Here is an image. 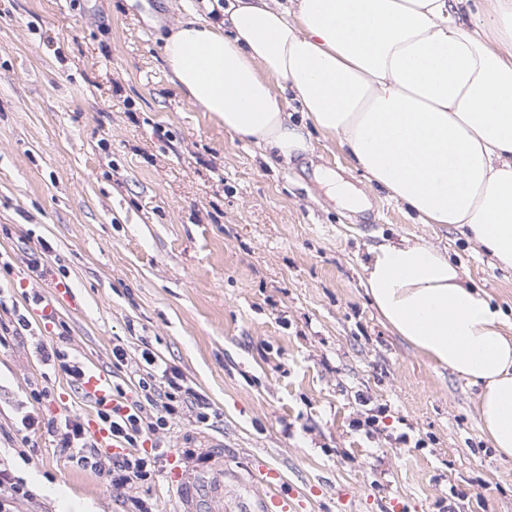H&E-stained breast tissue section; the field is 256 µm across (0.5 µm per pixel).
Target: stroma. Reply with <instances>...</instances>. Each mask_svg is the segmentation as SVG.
<instances>
[{
	"mask_svg": "<svg viewBox=\"0 0 512 512\" xmlns=\"http://www.w3.org/2000/svg\"><path fill=\"white\" fill-rule=\"evenodd\" d=\"M217 22L209 0H0V285L16 302L66 284L48 324L0 338V463L31 498L13 512H182L169 462L125 488L79 469L48 419L88 418L37 343L125 386L143 348L210 404L161 433L195 467L224 443V506L252 504L248 470L280 466L296 512H512V459L482 436L475 389L383 322L360 283L371 246L404 240L450 259L512 318V269L451 224H419L350 168L335 137L270 167L191 103L163 38L182 19ZM332 169L367 210L329 200ZM126 352L115 366L114 346ZM380 410L378 430L355 427ZM41 422L29 431L26 414Z\"/></svg>",
	"mask_w": 512,
	"mask_h": 512,
	"instance_id": "obj_1",
	"label": "stroma"
}]
</instances>
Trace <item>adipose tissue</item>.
<instances>
[{"label": "adipose tissue", "mask_w": 512, "mask_h": 512, "mask_svg": "<svg viewBox=\"0 0 512 512\" xmlns=\"http://www.w3.org/2000/svg\"><path fill=\"white\" fill-rule=\"evenodd\" d=\"M228 0L222 25L164 40L178 87L266 161L337 137L370 187L452 224L512 268V0ZM298 103L302 118L287 109ZM363 286L385 324L477 386L478 426L512 458V322L437 247H370Z\"/></svg>", "instance_id": "ef3b65f1"}]
</instances>
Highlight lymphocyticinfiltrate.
I'll list each match as a JSON object with an SVG mask.
<instances>
[{"instance_id":"obj_1","label":"lymphocytic infiltrate","mask_w":512,"mask_h":512,"mask_svg":"<svg viewBox=\"0 0 512 512\" xmlns=\"http://www.w3.org/2000/svg\"><path fill=\"white\" fill-rule=\"evenodd\" d=\"M165 387H157L153 373L140 374L133 383V396L118 394V406L112 410L98 411L101 423L113 438L126 444L128 451L111 457L109 471L113 486L122 487L153 477L157 463L166 454V448L154 436L169 427L172 419L182 410L194 412L198 422L209 419L205 397L192 388L183 386L175 370L164 369ZM61 446L69 450L70 458L77 466L95 471L101 465L102 448L92 438L85 422L77 416H64L59 421ZM150 442V452L139 451L138 446Z\"/></svg>"}]
</instances>
